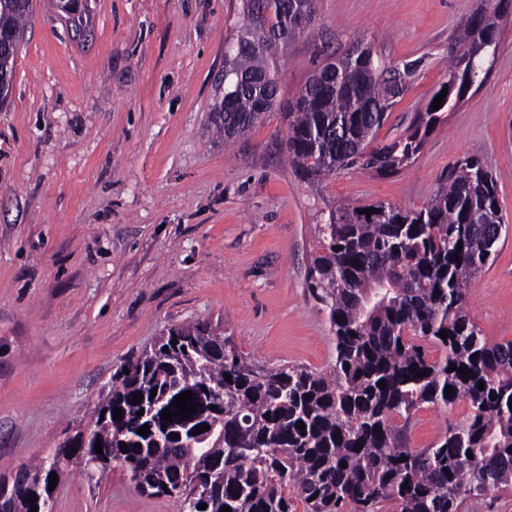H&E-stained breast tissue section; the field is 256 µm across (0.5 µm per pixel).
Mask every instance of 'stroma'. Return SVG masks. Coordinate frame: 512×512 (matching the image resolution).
Listing matches in <instances>:
<instances>
[{"instance_id": "1", "label": "stroma", "mask_w": 512, "mask_h": 512, "mask_svg": "<svg viewBox=\"0 0 512 512\" xmlns=\"http://www.w3.org/2000/svg\"><path fill=\"white\" fill-rule=\"evenodd\" d=\"M239 0H95L71 31L56 0H33L0 107V486L88 430L113 374L167 328L220 326L249 363L329 370L335 348L307 291L319 227L338 204L417 209L457 160L491 171L512 222V17L487 81L432 132L415 162L378 177L299 179L282 111L225 147L211 109ZM491 0H316V20L279 56L294 100L354 39L388 64L423 58L378 142L401 136L448 79L469 16ZM491 343L512 341V230L470 282ZM469 408H420L412 448L433 446ZM51 512H179L126 467L70 461Z\"/></svg>"}]
</instances>
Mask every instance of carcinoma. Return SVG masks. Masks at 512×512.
Returning a JSON list of instances; mask_svg holds the SVG:
<instances>
[{"label": "carcinoma", "mask_w": 512, "mask_h": 512, "mask_svg": "<svg viewBox=\"0 0 512 512\" xmlns=\"http://www.w3.org/2000/svg\"><path fill=\"white\" fill-rule=\"evenodd\" d=\"M314 10L315 0H241L232 39L239 47L224 56L226 95L212 108L224 144L275 109L276 54ZM31 11L30 0H0V33L17 36L13 52L0 57V79L14 72ZM500 23L494 16L487 37L477 41L463 30L462 51L448 63L458 88L443 83L435 92L447 90L441 108L431 109L428 101L405 135L382 144L376 135L410 87L404 79L417 71L367 54L361 40L333 66L320 67L286 108L287 152L297 174L315 183L355 168L388 176L409 166L444 114L460 104L461 85L485 83ZM372 208L379 213L369 219L357 208L339 207L320 225L323 253L313 260L308 291L334 336L329 372L256 367L229 338L197 322L169 328L126 365L129 373L112 376L90 433L130 470L137 488L181 498V512H220L224 506L294 512L295 499L306 512H381L385 502L396 512H461L468 495L512 487V341L488 343L466 308L469 280L497 251L483 246L484 227L507 231L491 173L466 157L422 207ZM442 330L448 332L444 339ZM426 344L443 357L429 360ZM451 366L455 371H448ZM381 381L386 388L378 387ZM184 391L193 393L196 413L186 421L161 419ZM135 392L142 396L138 404L132 403ZM458 401L470 407L463 424L448 427L430 448L407 446L419 408ZM146 424L144 437L138 430ZM204 424L210 429L192 434ZM156 431L163 432L160 445ZM190 446L196 451L187 457L181 449ZM71 453L61 448L27 481L13 482V512L45 508L52 498L49 472Z\"/></svg>", "instance_id": "1"}]
</instances>
